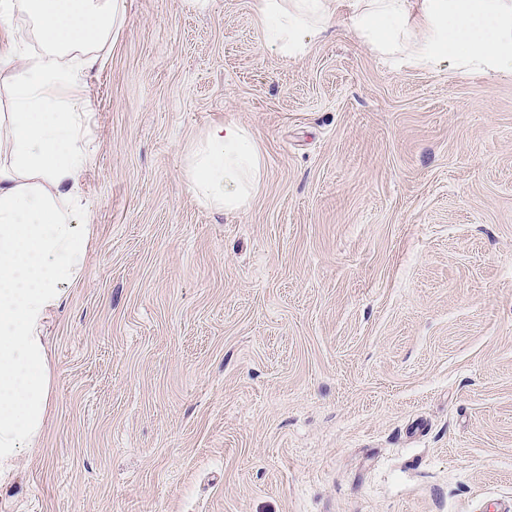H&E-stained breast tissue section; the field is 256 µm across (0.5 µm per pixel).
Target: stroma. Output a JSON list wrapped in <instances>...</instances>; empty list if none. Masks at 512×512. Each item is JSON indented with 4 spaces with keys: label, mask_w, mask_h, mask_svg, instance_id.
Returning <instances> with one entry per match:
<instances>
[{
    "label": "stroma",
    "mask_w": 512,
    "mask_h": 512,
    "mask_svg": "<svg viewBox=\"0 0 512 512\" xmlns=\"http://www.w3.org/2000/svg\"><path fill=\"white\" fill-rule=\"evenodd\" d=\"M121 2L52 404L0 512L512 506V72L398 66L347 25L285 57L253 0ZM223 123L264 159L237 213L186 177Z\"/></svg>",
    "instance_id": "35a3bbf8"
}]
</instances>
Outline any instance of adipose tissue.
<instances>
[{
  "mask_svg": "<svg viewBox=\"0 0 512 512\" xmlns=\"http://www.w3.org/2000/svg\"><path fill=\"white\" fill-rule=\"evenodd\" d=\"M254 9L285 56L348 24L417 67L512 71V0H254ZM19 12L28 26L17 30ZM123 23L120 0H0V66L17 70L0 114L10 154L0 161V487L20 454L39 446L51 406L45 327L88 245L86 226L66 205L85 163L84 87L100 46ZM31 39L39 54L24 53ZM71 54L79 62L60 65ZM262 175L260 149L234 124L211 127L187 171L197 199L227 212L248 205Z\"/></svg>",
  "mask_w": 512,
  "mask_h": 512,
  "instance_id": "adipose-tissue-1",
  "label": "adipose tissue"
}]
</instances>
